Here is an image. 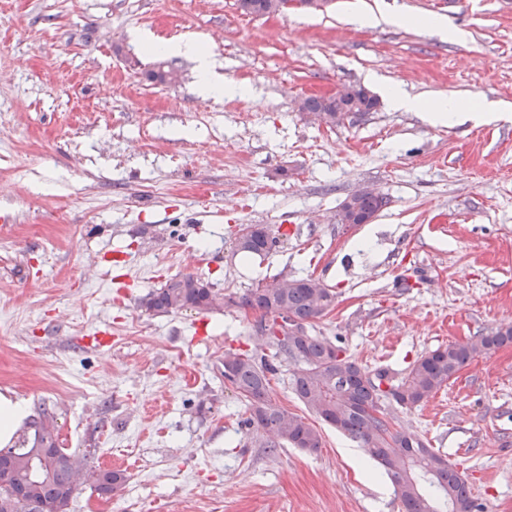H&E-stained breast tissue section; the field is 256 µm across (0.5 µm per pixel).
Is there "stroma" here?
<instances>
[{"label":"stroma","mask_w":512,"mask_h":512,"mask_svg":"<svg viewBox=\"0 0 512 512\" xmlns=\"http://www.w3.org/2000/svg\"><path fill=\"white\" fill-rule=\"evenodd\" d=\"M440 16L359 27L346 0L271 16L235 0H0V393L48 409L90 469L132 466L70 512H401L359 443L263 448L224 380L256 340L241 309L153 314L192 274L244 293L281 276L336 292L316 333L403 377L425 353L512 324V120L434 125L381 102L328 127L298 99L400 85L417 99L512 103V0H366ZM205 43L247 97L202 99L194 62L132 37ZM177 81L147 78L156 64ZM372 189L371 223L336 211ZM286 238L244 260L239 225ZM102 329L109 345H81ZM395 424L448 455L484 512H512V344L467 363Z\"/></svg>","instance_id":"obj_1"}]
</instances>
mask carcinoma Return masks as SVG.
I'll list each match as a JSON object with an SVG mask.
<instances>
[{"instance_id":"obj_1","label":"carcinoma","mask_w":512,"mask_h":512,"mask_svg":"<svg viewBox=\"0 0 512 512\" xmlns=\"http://www.w3.org/2000/svg\"><path fill=\"white\" fill-rule=\"evenodd\" d=\"M245 14L258 15L271 0H236ZM379 101L362 87L349 86L332 100L309 96L299 110L324 115L328 126L344 122L341 108L371 112ZM350 198L358 210L375 215L387 205L385 196L355 193ZM279 243L272 236H258L237 243V250L251 255L269 254ZM336 302V292L320 280L282 278L260 283L242 295L201 288L192 275L170 279L149 292L143 305L155 314L177 312L190 307L198 312L233 307L261 310L272 317L292 320L307 332L285 346L272 335L264 318L252 324L260 349L229 350L224 353V380L248 404L244 424L264 438L269 448L287 443L314 451L322 445V433L305 418L271 404L268 394L272 376L284 362H295L299 369L291 378V388L305 408L336 431L358 441L370 458L384 468L400 500L402 512H479L471 489L461 480L444 455L430 448L418 435L389 433L383 407L387 400L400 408H414L433 394L469 361L512 344V326L474 336L465 342L450 343L421 356L398 382L385 371H369L346 354L341 341L310 332L313 323L326 315ZM379 408L380 417L367 408ZM31 433L19 443L0 448V472L10 481L0 486V512H67L77 493L72 479L82 469V459L59 447L58 437L47 412L30 422ZM90 479L101 495L122 491L127 475L121 470L94 471Z\"/></svg>"}]
</instances>
